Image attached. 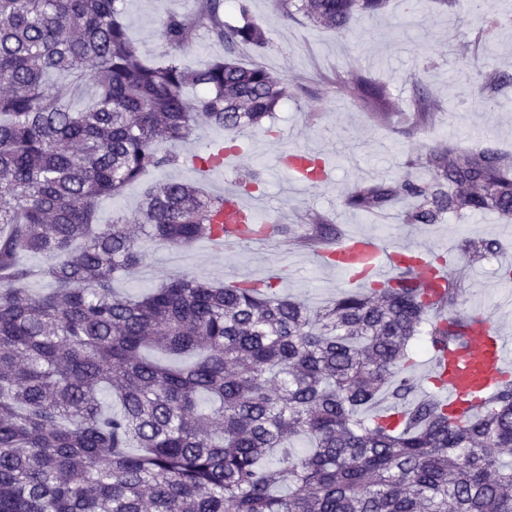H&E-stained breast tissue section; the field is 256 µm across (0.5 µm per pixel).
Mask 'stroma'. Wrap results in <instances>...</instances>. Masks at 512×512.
Instances as JSON below:
<instances>
[{
  "mask_svg": "<svg viewBox=\"0 0 512 512\" xmlns=\"http://www.w3.org/2000/svg\"><path fill=\"white\" fill-rule=\"evenodd\" d=\"M245 4L246 12L225 14V25L237 26L250 17L264 29L269 46L259 52L240 45L235 56L244 65H261L284 79L287 100L260 128L227 135L200 126L192 140L175 149L197 153L221 144L234 146L222 171L205 176L182 166L152 172L122 195L102 199L99 220L134 212L149 186L181 179L203 182L214 195L236 188L261 198L273 228L323 217L339 232L374 234L389 248L426 246L450 260L460 256L464 239L493 238L502 249L469 267V285L458 308L465 313L485 310L491 324L512 335V304L506 302L512 292L498 278L500 266L512 263V224L500 223L491 213H447L435 224H412L407 218L412 203L405 198L395 200L386 211V223L378 224L345 204L352 190L373 180H429L422 162L441 146L434 132L443 124L463 146L512 150V84L497 80L499 74L512 73V23L497 27L475 51L471 40L482 25L466 0L448 6L420 0L413 9L407 0H388L383 10L356 17L342 29L313 25L303 13L284 12L277 0ZM120 6L132 42L149 57L163 50L161 20L170 14L191 15L196 8L195 0H121ZM353 62L385 84L395 107L388 123L362 111L342 89L340 81ZM422 98L431 101L433 118L415 130L409 117ZM316 148L324 151L326 181L314 187L295 184L279 163L281 151ZM316 253V248L275 231L262 243L228 244L219 253L203 240L189 249L154 250L145 266L120 276L114 286L136 295L180 272L214 283L275 275L281 296L315 309L351 289L339 273L318 266Z\"/></svg>",
  "mask_w": 512,
  "mask_h": 512,
  "instance_id": "stroma-1",
  "label": "stroma"
}]
</instances>
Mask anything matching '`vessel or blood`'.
Listing matches in <instances>:
<instances>
[{
  "mask_svg": "<svg viewBox=\"0 0 512 512\" xmlns=\"http://www.w3.org/2000/svg\"><path fill=\"white\" fill-rule=\"evenodd\" d=\"M224 197L225 223L256 217V208L235 191H225ZM321 255L328 266L358 285L385 283L388 271L409 265L418 271L426 287L438 291L448 284V272L431 266L419 249L405 246L390 250L369 234L342 237L322 249ZM428 371L446 382L450 410L470 412L484 393L512 372V338L488 324L475 326L460 346L449 348L443 359L432 360Z\"/></svg>",
  "mask_w": 512,
  "mask_h": 512,
  "instance_id": "b4317fda",
  "label": "vessel or blood"
}]
</instances>
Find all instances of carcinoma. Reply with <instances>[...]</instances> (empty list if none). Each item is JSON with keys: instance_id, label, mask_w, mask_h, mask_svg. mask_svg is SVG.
Here are the masks:
<instances>
[{"instance_id": "1", "label": "carcinoma", "mask_w": 512, "mask_h": 512, "mask_svg": "<svg viewBox=\"0 0 512 512\" xmlns=\"http://www.w3.org/2000/svg\"><path fill=\"white\" fill-rule=\"evenodd\" d=\"M119 0H0V512H512V380L466 416L415 396L418 345L458 343L486 316L454 312L403 269L395 283L319 309L248 283L188 272L120 297L116 275L152 247L223 246L224 198L155 185L138 211L97 222L98 201L183 158L168 145L200 122L258 126L287 96L270 72L231 57L201 69L178 52L196 29L268 46L246 19L224 28V0L161 21L164 58L130 41ZM315 25L343 28L385 0H279ZM94 94L83 106L84 88ZM193 87L198 95L186 97ZM388 117L385 89L354 72L345 87ZM427 181L362 186L346 205L408 219L446 212L512 221V154L454 143L432 150ZM317 218L308 239L334 238ZM469 238L463 266L496 252ZM24 252L44 258L37 297ZM121 404L102 409L101 393ZM400 426L367 408L379 397ZM307 437L298 454L288 441ZM288 484V493L280 487Z\"/></svg>"}]
</instances>
